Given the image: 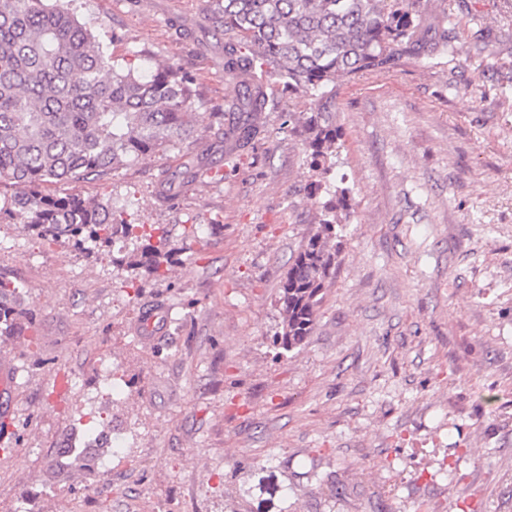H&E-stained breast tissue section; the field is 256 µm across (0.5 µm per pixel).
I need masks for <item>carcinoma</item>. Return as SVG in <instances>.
I'll return each mask as SVG.
<instances>
[{
    "instance_id": "1",
    "label": "carcinoma",
    "mask_w": 512,
    "mask_h": 512,
    "mask_svg": "<svg viewBox=\"0 0 512 512\" xmlns=\"http://www.w3.org/2000/svg\"><path fill=\"white\" fill-rule=\"evenodd\" d=\"M208 20L224 36V74L236 95L203 127L196 90L180 67L157 64L147 76L120 62L59 0H0V183L14 188L0 221L88 250L109 246L118 234L134 238L127 268L163 276L173 255L166 228L129 224L103 198L48 196L41 186L102 179L175 141H191L202 165L209 132L232 161L259 141V116L275 99L305 94L310 111L288 113V123L303 136L310 196L330 198L320 203L317 225L281 286L277 342L290 351L309 335L332 282L340 253L335 225L350 199L349 188L331 185L341 136L336 80L410 57L457 60L456 14L451 0H212ZM197 176L187 167L163 181L161 195L177 196ZM32 323L18 287L1 279L0 337L22 336Z\"/></svg>"
}]
</instances>
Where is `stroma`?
I'll use <instances>...</instances> for the list:
<instances>
[{"label": "stroma", "mask_w": 512, "mask_h": 512, "mask_svg": "<svg viewBox=\"0 0 512 512\" xmlns=\"http://www.w3.org/2000/svg\"><path fill=\"white\" fill-rule=\"evenodd\" d=\"M114 34V57L173 63L197 109L235 94L209 0H63ZM459 62L403 59L339 77L336 173L352 190L341 253L305 342H274L292 258L316 204L284 96L254 150L212 163L170 202L160 180L194 153L168 144L102 180L48 183L167 226L174 265L144 279L117 240L89 257L0 222V279L38 338L0 344L16 372L0 512H512V0H460ZM195 25L197 44L172 21ZM490 35L479 41L478 32ZM172 307L145 342L140 311ZM122 393L102 403L100 361ZM120 451L86 468L83 420ZM60 457L65 476L50 478Z\"/></svg>", "instance_id": "stroma-1"}]
</instances>
